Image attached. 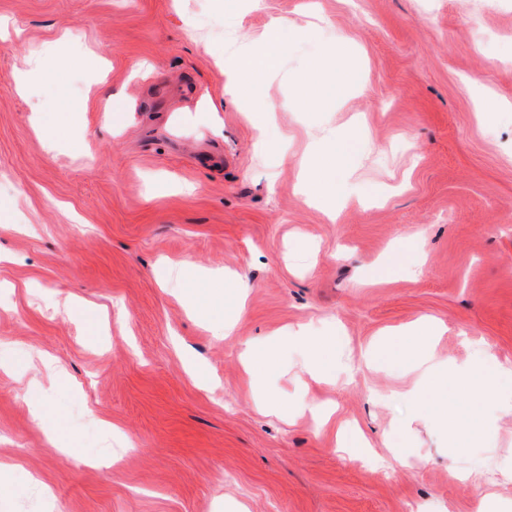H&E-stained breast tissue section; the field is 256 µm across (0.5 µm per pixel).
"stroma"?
I'll use <instances>...</instances> for the list:
<instances>
[{
  "label": "stroma",
  "instance_id": "obj_1",
  "mask_svg": "<svg viewBox=\"0 0 512 512\" xmlns=\"http://www.w3.org/2000/svg\"><path fill=\"white\" fill-rule=\"evenodd\" d=\"M273 18L278 67L239 108L225 73ZM311 155L350 189L335 215ZM425 321L449 375L426 408L401 344L346 380ZM300 329L343 331L327 380ZM270 345L286 418L243 363ZM483 363L512 368V0H0V512H512V389L474 399ZM305 194L308 199H315L323 205L333 208L334 193H327L318 189L321 178V167L310 159L305 163Z\"/></svg>",
  "mask_w": 512,
  "mask_h": 512
}]
</instances>
